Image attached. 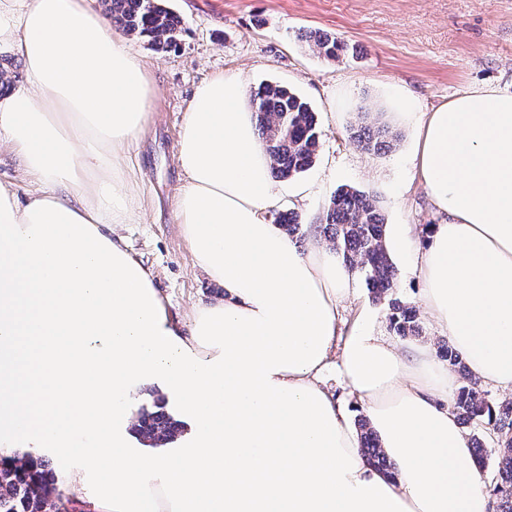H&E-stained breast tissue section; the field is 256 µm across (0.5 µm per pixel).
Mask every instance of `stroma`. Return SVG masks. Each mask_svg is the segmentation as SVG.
Instances as JSON below:
<instances>
[{
    "label": "stroma",
    "mask_w": 512,
    "mask_h": 512,
    "mask_svg": "<svg viewBox=\"0 0 512 512\" xmlns=\"http://www.w3.org/2000/svg\"><path fill=\"white\" fill-rule=\"evenodd\" d=\"M166 5L186 28L176 53L162 57L140 39H126L130 53L148 67L155 92L148 127L129 152L140 221L123 233L177 320H187L198 303L220 299L218 285L193 267L172 211L184 114L204 80L239 70L249 86L281 84L313 110L320 141L313 165L293 180L276 182L282 190L293 181L311 187L284 205L299 216L301 250L329 198L343 186L375 194L386 224L410 225L416 240H423L427 226L445 222L416 175L413 126L384 108L391 89L411 93L424 111L488 85L512 93V0H167ZM316 31L336 36L343 54L329 60L313 52L303 36ZM364 118L396 132L389 152H367L350 140L351 125ZM354 282L355 293L339 306L340 335L365 319L375 333L389 336L386 302L373 301L362 276ZM37 454L57 479L59 512H90L97 483L72 488L64 475L74 461L42 448Z\"/></svg>",
    "instance_id": "35a3bbf8"
}]
</instances>
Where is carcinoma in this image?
Returning <instances> with one entry per match:
<instances>
[{"label":"carcinoma","instance_id":"1","mask_svg":"<svg viewBox=\"0 0 512 512\" xmlns=\"http://www.w3.org/2000/svg\"><path fill=\"white\" fill-rule=\"evenodd\" d=\"M112 21L126 34L147 41L159 54L179 48L182 20L159 0H104ZM311 49L327 59L341 50L336 37L308 36ZM256 129L270 156L272 174L290 178L312 166L319 145L314 113L308 103L290 89L276 83H261L250 91ZM350 138L363 150L379 153L392 147L395 137L388 129L362 121L350 128ZM273 223L289 236L300 231V219L293 212H278ZM317 233L329 242L344 264L364 274L365 283L376 300L388 304L390 331L402 338L422 335L418 312L395 297L397 272L386 245L384 218L375 195L352 188L337 191L324 208ZM438 353L448 367L461 375L453 403L459 424L473 428L472 452L479 470H484L487 449L477 435L490 431L498 435L495 474L491 496L495 512H512V400L490 404L480 383L473 379L461 354L450 343L438 345ZM361 451L368 464L387 471L392 464L384 455L378 436L368 419L357 423ZM134 432L155 444L174 440L181 429L163 411H142ZM57 482L45 464L28 453L0 458V504L11 512H58Z\"/></svg>","mask_w":512,"mask_h":512}]
</instances>
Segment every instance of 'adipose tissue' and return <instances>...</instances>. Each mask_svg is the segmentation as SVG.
I'll use <instances>...</instances> for the list:
<instances>
[{"label":"adipose tissue","mask_w":512,"mask_h":512,"mask_svg":"<svg viewBox=\"0 0 512 512\" xmlns=\"http://www.w3.org/2000/svg\"><path fill=\"white\" fill-rule=\"evenodd\" d=\"M2 49L26 79L0 98V140L35 189L0 186V457L80 459L67 479L100 477L92 512H493L453 413L459 378L430 344L398 348L364 322L339 337L348 269L270 221L280 196L241 72L202 82L185 113L175 222L224 289L185 331L118 231L141 208L127 147L148 123V70L85 0H0ZM390 106L448 221L416 249L398 225L389 247L414 251L425 313L471 374L512 391V94ZM336 346L393 472L366 463L322 379ZM159 380L192 430L127 447L115 421Z\"/></svg>","instance_id":"1"}]
</instances>
